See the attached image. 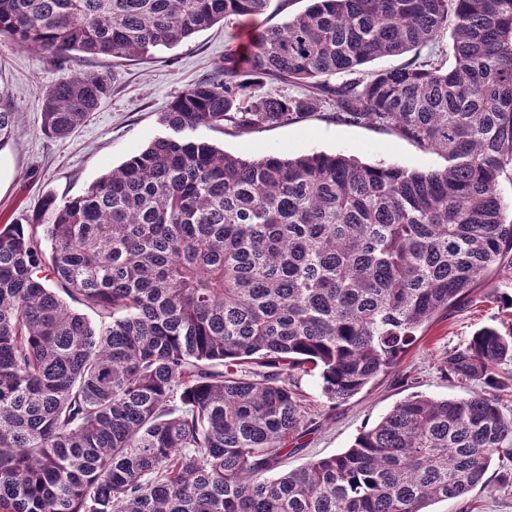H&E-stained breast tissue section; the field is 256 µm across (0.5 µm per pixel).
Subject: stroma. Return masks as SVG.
Instances as JSON below:
<instances>
[{"label": "stroma", "instance_id": "1", "mask_svg": "<svg viewBox=\"0 0 512 512\" xmlns=\"http://www.w3.org/2000/svg\"><path fill=\"white\" fill-rule=\"evenodd\" d=\"M308 5L309 0H269L261 16L241 19L231 27L216 24L173 49L134 61L92 58L80 52L62 61L0 43V94L9 97L19 115L12 138L0 147V224L35 214L48 195L82 193L103 173L164 134L161 116L173 97L223 65L227 40L248 46L253 30L284 24ZM86 72L109 75L111 95L70 137L46 138L40 124L47 90ZM184 135L244 157L336 152L369 164L416 170L446 165L441 153L422 149L394 130L342 123L327 108L275 127L251 131L200 127L185 130ZM507 296H512V262L505 260L469 297L423 328L387 373L346 403L329 406L314 379L300 380L298 386L314 410V423L304 448L284 456L283 469L345 451L360 432L412 394L438 399L468 395L476 384H463L449 375L448 354L482 327L512 324V309L503 304Z\"/></svg>", "mask_w": 512, "mask_h": 512}]
</instances>
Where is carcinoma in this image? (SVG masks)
Wrapping results in <instances>:
<instances>
[{
  "label": "carcinoma",
  "instance_id": "cac0c4a2",
  "mask_svg": "<svg viewBox=\"0 0 512 512\" xmlns=\"http://www.w3.org/2000/svg\"><path fill=\"white\" fill-rule=\"evenodd\" d=\"M269 0H0V37L56 59L134 60ZM452 39V64L416 54ZM299 95L262 93L267 84ZM54 84L65 139L110 96ZM336 106L442 153L441 170L344 154L245 158L186 129L240 131ZM16 108L0 96V146ZM156 137L74 197L0 225V512H429L512 460V332L478 330L448 371L480 388L412 394L346 451L279 470L313 424L386 373L512 251V0H311L224 46Z\"/></svg>",
  "mask_w": 512,
  "mask_h": 512
}]
</instances>
